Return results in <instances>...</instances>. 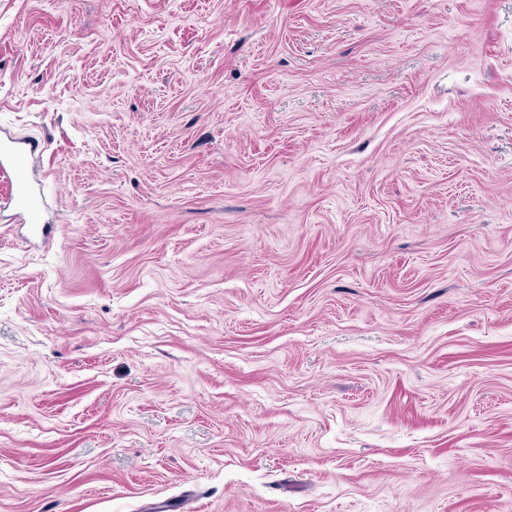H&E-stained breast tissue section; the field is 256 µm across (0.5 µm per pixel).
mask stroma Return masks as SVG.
Here are the masks:
<instances>
[{"label": "stroma", "instance_id": "35a3bbf8", "mask_svg": "<svg viewBox=\"0 0 512 512\" xmlns=\"http://www.w3.org/2000/svg\"><path fill=\"white\" fill-rule=\"evenodd\" d=\"M0 512H512V0H0ZM35 149L33 145L28 150L9 143H1L0 175L7 174L13 178L15 192L10 197V204L27 213L30 223L37 229L40 222L37 192L28 173V152L32 153Z\"/></svg>", "mask_w": 512, "mask_h": 512}]
</instances>
